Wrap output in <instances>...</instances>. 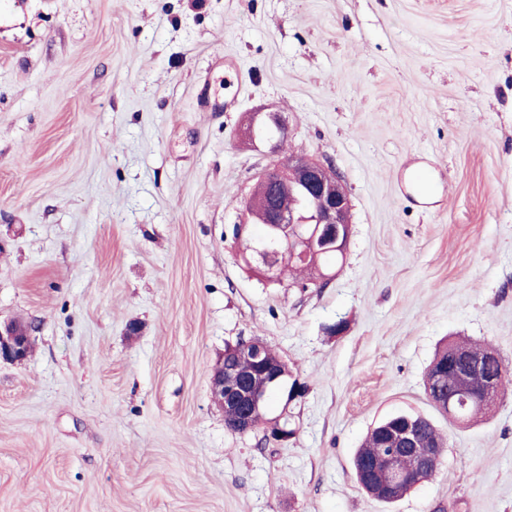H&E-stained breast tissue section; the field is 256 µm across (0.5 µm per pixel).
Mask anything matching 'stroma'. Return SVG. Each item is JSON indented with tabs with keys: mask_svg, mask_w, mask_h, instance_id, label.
Instances as JSON below:
<instances>
[{
	"mask_svg": "<svg viewBox=\"0 0 512 512\" xmlns=\"http://www.w3.org/2000/svg\"><path fill=\"white\" fill-rule=\"evenodd\" d=\"M270 111L349 193L322 288L257 277L232 236L275 161L240 128ZM15 319L34 347L0 362V512H512V389L483 421L438 420L442 464L397 502L351 464L386 417L438 419L444 343L512 366V0H0ZM254 337L300 386L269 397L283 442L210 399Z\"/></svg>",
	"mask_w": 512,
	"mask_h": 512,
	"instance_id": "1",
	"label": "stroma"
}]
</instances>
